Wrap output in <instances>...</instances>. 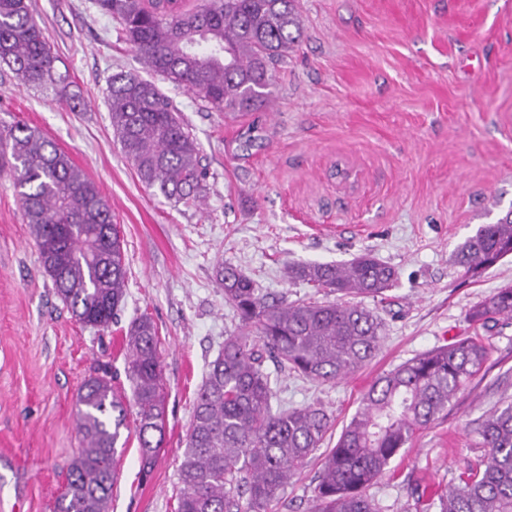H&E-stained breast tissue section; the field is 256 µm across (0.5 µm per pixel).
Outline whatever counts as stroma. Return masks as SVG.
Instances as JSON below:
<instances>
[{
  "mask_svg": "<svg viewBox=\"0 0 512 512\" xmlns=\"http://www.w3.org/2000/svg\"><path fill=\"white\" fill-rule=\"evenodd\" d=\"M67 74L72 103L0 70V131L39 128L98 186L124 241L128 281L118 322L74 320L40 264L9 175L0 174V512H54L66 462L81 448L74 413L90 375L122 390L125 332L140 315L159 330L165 441L150 474L136 438L119 449L110 512H177V469L207 365L238 320L218 277L231 265L269 297L301 301L297 262L369 252L392 266L379 353L340 381L280 376L289 407L317 404L342 428L381 374L460 336L492 346L445 416L402 449L368 490L382 512H436L432 502L484 456L469 425L512 398V320L470 325L469 309L512 284V258L480 276L450 255L512 208V0H299L303 36L276 68L270 104L235 117L164 85L208 170L201 208L168 202L138 180L112 135L109 76L142 72L95 0H30ZM256 123L261 148L238 135ZM313 458L276 512H310Z\"/></svg>",
  "mask_w": 512,
  "mask_h": 512,
  "instance_id": "obj_1",
  "label": "stroma"
}]
</instances>
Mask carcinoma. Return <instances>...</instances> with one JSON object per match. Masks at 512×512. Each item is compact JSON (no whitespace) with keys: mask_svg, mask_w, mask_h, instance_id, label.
<instances>
[{"mask_svg":"<svg viewBox=\"0 0 512 512\" xmlns=\"http://www.w3.org/2000/svg\"><path fill=\"white\" fill-rule=\"evenodd\" d=\"M119 35L155 76L199 95L216 112L244 115L269 104L279 59L298 46L296 0H96ZM29 0H0V66L25 85L77 100ZM114 137L147 188L199 207L207 173L200 149L172 99L153 81L113 74L107 87ZM0 172L19 189L23 217L56 294L80 324L107 329L126 295L127 269L112 210L94 182L44 133L27 124L0 133ZM512 256V209L483 224L452 254L474 277ZM328 295H382L393 268L370 254L344 263L288 267ZM224 302L239 320L210 362L195 401L179 466L178 512H273L288 482L308 464L332 426L322 408L281 409L271 360L317 384L334 383L379 352L383 325L359 302L268 300L254 280L221 270ZM483 325L512 318V285L472 306ZM158 330L147 315L127 331L125 373L133 403L105 376L81 387L76 425L82 450L67 464L56 512H109L117 444L135 407L140 469L149 474L165 440ZM491 345L468 336L423 352L380 375L325 456L312 512H381L366 494L417 432L444 413L489 358ZM484 460L438 497V512H512V402L473 422Z\"/></svg>","mask_w":512,"mask_h":512,"instance_id":"1","label":"carcinoma"}]
</instances>
